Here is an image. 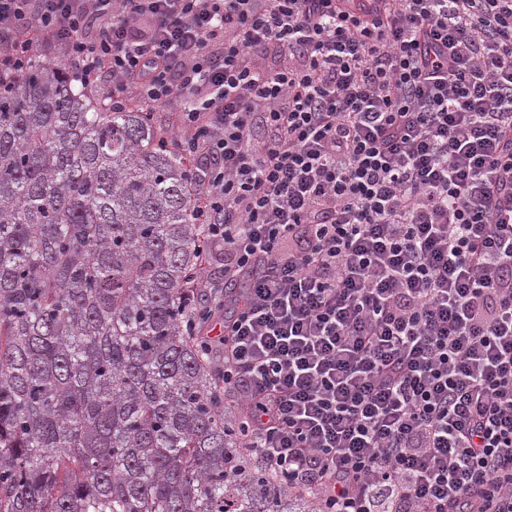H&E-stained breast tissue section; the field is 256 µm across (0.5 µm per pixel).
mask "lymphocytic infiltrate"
Returning <instances> with one entry per match:
<instances>
[{
    "label": "lymphocytic infiltrate",
    "instance_id": "f902f5d3",
    "mask_svg": "<svg viewBox=\"0 0 512 512\" xmlns=\"http://www.w3.org/2000/svg\"><path fill=\"white\" fill-rule=\"evenodd\" d=\"M174 112L224 391L323 512H512V0H0Z\"/></svg>",
    "mask_w": 512,
    "mask_h": 512
}]
</instances>
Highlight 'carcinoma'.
Masks as SVG:
<instances>
[{
    "label": "carcinoma",
    "mask_w": 512,
    "mask_h": 512,
    "mask_svg": "<svg viewBox=\"0 0 512 512\" xmlns=\"http://www.w3.org/2000/svg\"><path fill=\"white\" fill-rule=\"evenodd\" d=\"M34 55L0 83V512H318L264 479L187 329L188 166Z\"/></svg>",
    "instance_id": "obj_1"
}]
</instances>
